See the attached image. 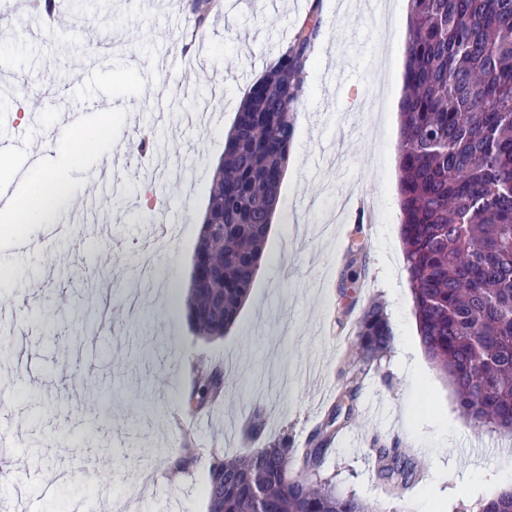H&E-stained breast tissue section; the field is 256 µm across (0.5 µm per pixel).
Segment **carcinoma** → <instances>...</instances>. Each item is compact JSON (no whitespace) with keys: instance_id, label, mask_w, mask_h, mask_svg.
Here are the masks:
<instances>
[{"instance_id":"1","label":"carcinoma","mask_w":512,"mask_h":512,"mask_svg":"<svg viewBox=\"0 0 512 512\" xmlns=\"http://www.w3.org/2000/svg\"><path fill=\"white\" fill-rule=\"evenodd\" d=\"M306 19L246 94L208 192L197 242L224 277L191 278L190 323L206 339L234 324L249 293L293 145V112L319 34ZM397 146L401 237L418 335L451 385L461 414L480 431L512 429V0H408L407 52ZM382 308L356 321L350 382L391 347ZM189 407L217 403L221 372L196 370ZM355 389L341 390L311 446H255L260 413L246 423L242 455H211L208 512H376L323 477L325 455L356 416ZM388 490H409L416 471L394 448L375 449ZM512 512V491L476 503Z\"/></svg>"}]
</instances>
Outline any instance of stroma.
Here are the masks:
<instances>
[{
	"mask_svg": "<svg viewBox=\"0 0 512 512\" xmlns=\"http://www.w3.org/2000/svg\"><path fill=\"white\" fill-rule=\"evenodd\" d=\"M204 46L182 42L189 0H58L45 22L28 0L0 8V136L37 145L45 171L66 168L75 199L99 193L98 224L15 227L0 223V431L13 441L0 467V512H207V463L243 448L254 410L262 442L306 447L349 378L352 323L372 302L389 318L394 344L357 394L358 415L328 455L338 490L377 512H456L512 490V437L477 432L456 408L444 375L419 341L400 236L396 149L408 0L385 11L340 14L327 0L294 112L290 165L263 260L236 322L223 338L195 334L184 291L211 179L239 94L278 57L313 0H220ZM192 56L187 77L172 71ZM116 108L98 153L69 164L80 140L67 115L96 124ZM218 122L189 127L183 112ZM26 113L25 121L15 113ZM355 128L341 166L322 157ZM147 157L133 152L145 129ZM112 183L97 188L104 165ZM152 188L158 210L139 208ZM364 196L372 221L337 223L347 195ZM167 217L172 241L149 227ZM360 244L349 263L351 244ZM157 280L138 283L142 264ZM224 368V398L188 408L190 371ZM384 406L377 419L366 411ZM394 445L421 478L388 494L370 444ZM484 453H461L472 442Z\"/></svg>",
	"mask_w": 512,
	"mask_h": 512,
	"instance_id": "obj_1",
	"label": "stroma"
}]
</instances>
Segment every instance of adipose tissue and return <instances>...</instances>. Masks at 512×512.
I'll use <instances>...</instances> for the list:
<instances>
[{
    "mask_svg": "<svg viewBox=\"0 0 512 512\" xmlns=\"http://www.w3.org/2000/svg\"><path fill=\"white\" fill-rule=\"evenodd\" d=\"M21 187L12 204L0 210L1 224H52L72 186L62 175L55 174L39 184H31L28 176H21Z\"/></svg>",
    "mask_w": 512,
    "mask_h": 512,
    "instance_id": "ef3b65f1",
    "label": "adipose tissue"
}]
</instances>
